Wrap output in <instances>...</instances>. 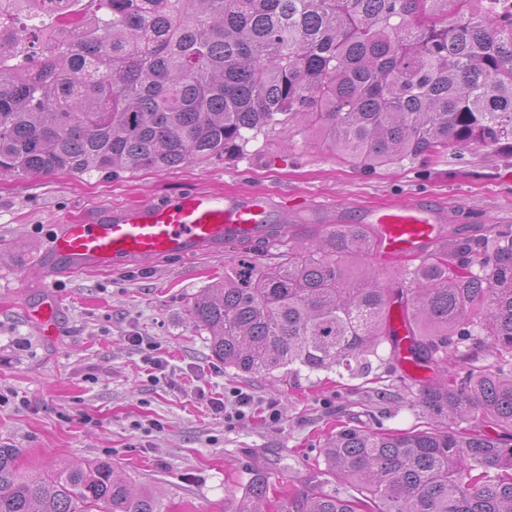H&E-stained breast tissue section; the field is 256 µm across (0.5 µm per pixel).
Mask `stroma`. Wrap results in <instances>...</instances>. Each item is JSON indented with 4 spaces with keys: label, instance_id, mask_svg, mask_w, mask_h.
I'll list each match as a JSON object with an SVG mask.
<instances>
[{
    "label": "stroma",
    "instance_id": "stroma-1",
    "mask_svg": "<svg viewBox=\"0 0 512 512\" xmlns=\"http://www.w3.org/2000/svg\"><path fill=\"white\" fill-rule=\"evenodd\" d=\"M187 188L268 194L273 225L301 238L339 208L371 213L416 201L437 205L448 225L469 235L512 224L507 150L474 148L371 171L298 134L289 146L257 139L206 166L0 178V444L19 449L21 470L40 475L105 459L166 512H237L260 464L274 483L312 488L311 463L337 421L391 430L418 425L420 386L399 380L388 347L364 375L304 371L275 382L235 375L212 356L188 307L223 275L231 254L269 262L256 241L79 274L65 273L48 253L65 221ZM48 290L60 320L52 341L23 319ZM134 335L157 345L172 384L152 381L130 342ZM234 391L251 403L242 419L227 420L209 400Z\"/></svg>",
    "mask_w": 512,
    "mask_h": 512
}]
</instances>
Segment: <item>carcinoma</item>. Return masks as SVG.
Listing matches in <instances>:
<instances>
[{
  "mask_svg": "<svg viewBox=\"0 0 512 512\" xmlns=\"http://www.w3.org/2000/svg\"><path fill=\"white\" fill-rule=\"evenodd\" d=\"M40 2L0 0L1 178L210 164L261 135L315 136L365 170L512 150V18L491 0H63L55 23ZM314 235L271 244L272 265L231 260L190 322L241 374H362L396 344V304L433 374L422 425L338 423L316 487L259 466L239 512H512V224L441 234L385 286L373 225ZM17 460L0 445V512H163L107 460L36 476Z\"/></svg>",
  "mask_w": 512,
  "mask_h": 512,
  "instance_id": "carcinoma-1",
  "label": "carcinoma"
}]
</instances>
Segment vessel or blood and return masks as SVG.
I'll return each mask as SVG.
<instances>
[{
  "mask_svg": "<svg viewBox=\"0 0 512 512\" xmlns=\"http://www.w3.org/2000/svg\"><path fill=\"white\" fill-rule=\"evenodd\" d=\"M271 221L267 196L230 199L201 189H186L165 201L102 211L77 224L63 225L49 250L69 273L90 265L119 266L130 261L180 257L214 245H231L262 236ZM374 225L384 255L416 251L432 241L444 221L442 211L424 203L359 216ZM41 338L54 339L59 331L54 296L26 311ZM391 325L397 334L398 362L409 376L419 373L410 359L401 318Z\"/></svg>",
  "mask_w": 512,
  "mask_h": 512,
  "instance_id": "obj_1",
  "label": "vessel or blood"
}]
</instances>
